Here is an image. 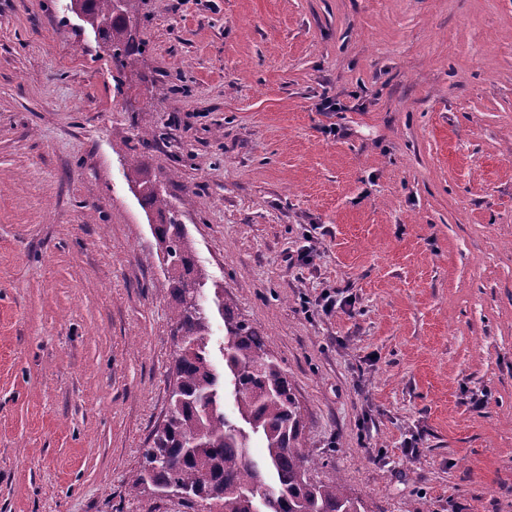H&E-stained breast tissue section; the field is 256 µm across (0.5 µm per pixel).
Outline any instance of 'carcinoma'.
Listing matches in <instances>:
<instances>
[{"label":"carcinoma","instance_id":"obj_1","mask_svg":"<svg viewBox=\"0 0 512 512\" xmlns=\"http://www.w3.org/2000/svg\"><path fill=\"white\" fill-rule=\"evenodd\" d=\"M70 0V10L112 57L117 74L127 68L137 43L130 26L138 0ZM129 186L143 203L168 214L153 225L155 238L167 243V270L173 280L172 311L181 343L168 385L165 423L142 449L139 468L128 480L130 492L151 485L172 488L193 509L222 512H365L340 481L313 477L318 461L301 448L304 430L288 372L267 348L266 338L235 314L224 289L214 288L224 314V372L209 350V312L204 287L209 275L192 264L193 247L184 225L160 187L143 176L136 158L127 161ZM233 396L234 417L224 412L225 386ZM264 443L263 459L250 452L251 436Z\"/></svg>","mask_w":512,"mask_h":512}]
</instances>
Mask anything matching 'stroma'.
<instances>
[{
  "mask_svg": "<svg viewBox=\"0 0 512 512\" xmlns=\"http://www.w3.org/2000/svg\"><path fill=\"white\" fill-rule=\"evenodd\" d=\"M134 24L117 78L69 0H0V512H188L127 486L176 349L132 154L287 369L321 480L366 512H512V0Z\"/></svg>",
  "mask_w": 512,
  "mask_h": 512,
  "instance_id": "stroma-1",
  "label": "stroma"
}]
</instances>
